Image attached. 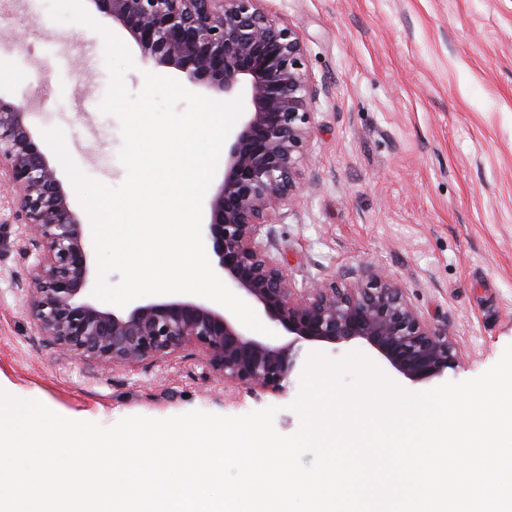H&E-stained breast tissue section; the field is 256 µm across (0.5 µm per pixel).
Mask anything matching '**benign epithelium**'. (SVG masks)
Masks as SVG:
<instances>
[{
	"label": "benign epithelium",
	"mask_w": 512,
	"mask_h": 512,
	"mask_svg": "<svg viewBox=\"0 0 512 512\" xmlns=\"http://www.w3.org/2000/svg\"><path fill=\"white\" fill-rule=\"evenodd\" d=\"M123 28L146 60L190 85L228 95L246 110L224 155V178L205 224L216 272L292 340L244 334L232 314L182 294L109 309L89 298L87 227L26 123V108L0 97V179L16 189V218L36 253L26 302L38 332L62 352L102 366H133L193 349L224 381L273 394L294 367L299 342L368 345L400 376L429 381L457 360L448 329L426 321L404 288L363 264L354 281L293 287L271 252L267 227L302 190L316 85L299 34L263 0H90Z\"/></svg>",
	"instance_id": "7a95c632"
}]
</instances>
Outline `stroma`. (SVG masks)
Masks as SVG:
<instances>
[{
    "instance_id": "1",
    "label": "stroma",
    "mask_w": 512,
    "mask_h": 512,
    "mask_svg": "<svg viewBox=\"0 0 512 512\" xmlns=\"http://www.w3.org/2000/svg\"><path fill=\"white\" fill-rule=\"evenodd\" d=\"M299 33L319 84L305 189L270 232L293 286L346 279L360 264L396 279L430 323L450 326L458 364L411 392L476 378L512 345V0H265ZM104 39L54 22L47 0H0V96L28 106L35 138L58 126L92 180L121 185L120 123L99 104L110 75ZM69 67H62L61 57ZM13 190L0 186V374L61 411L104 427L193 410L240 416L278 407L299 425L309 348L282 393L220 381L187 350L104 369L63 354L26 305L36 256L21 254Z\"/></svg>"
}]
</instances>
